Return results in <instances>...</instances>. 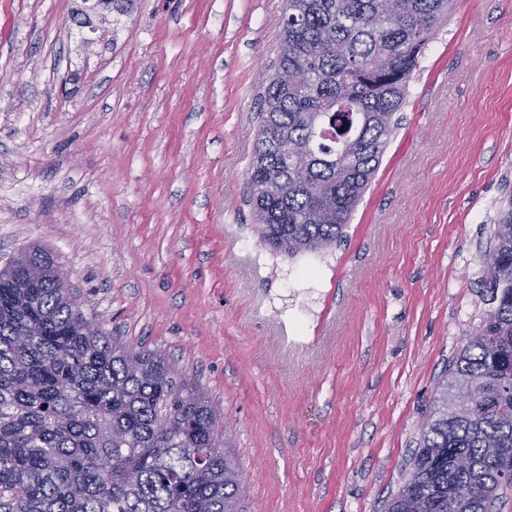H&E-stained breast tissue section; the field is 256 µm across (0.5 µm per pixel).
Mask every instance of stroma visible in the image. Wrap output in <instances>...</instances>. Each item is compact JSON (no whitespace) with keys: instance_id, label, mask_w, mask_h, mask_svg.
Returning <instances> with one entry per match:
<instances>
[{"instance_id":"1","label":"stroma","mask_w":512,"mask_h":512,"mask_svg":"<svg viewBox=\"0 0 512 512\" xmlns=\"http://www.w3.org/2000/svg\"><path fill=\"white\" fill-rule=\"evenodd\" d=\"M81 6L0 0V269L47 250L88 320L210 394L239 512H386L486 308L512 0H457L345 238L294 258L246 175L286 0H136L95 35Z\"/></svg>"}]
</instances>
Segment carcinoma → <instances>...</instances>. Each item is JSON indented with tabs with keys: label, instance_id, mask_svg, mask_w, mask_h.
I'll use <instances>...</instances> for the list:
<instances>
[{
	"label": "carcinoma",
	"instance_id": "carcinoma-1",
	"mask_svg": "<svg viewBox=\"0 0 512 512\" xmlns=\"http://www.w3.org/2000/svg\"><path fill=\"white\" fill-rule=\"evenodd\" d=\"M455 2L287 0L247 170L264 245L292 258L341 241ZM482 282L490 308L448 365L387 512H492L512 487V197ZM84 322L48 253L0 271V508L238 512L223 410L162 355ZM466 390L475 400L450 406Z\"/></svg>",
	"mask_w": 512,
	"mask_h": 512
}]
</instances>
